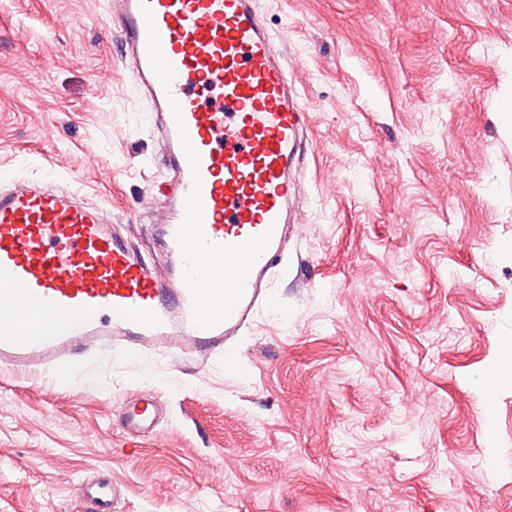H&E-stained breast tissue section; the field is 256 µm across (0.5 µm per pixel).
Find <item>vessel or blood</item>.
I'll return each mask as SVG.
<instances>
[{"instance_id": "obj_1", "label": "vessel or blood", "mask_w": 512, "mask_h": 512, "mask_svg": "<svg viewBox=\"0 0 512 512\" xmlns=\"http://www.w3.org/2000/svg\"><path fill=\"white\" fill-rule=\"evenodd\" d=\"M107 22L164 142L171 192L164 250L148 266L101 206L46 179L0 185V364L48 367L76 350L116 356L177 349L200 363L230 350L270 299L299 221L297 168L307 109L256 0H106ZM71 316L66 328L50 312ZM160 405L126 407L152 432ZM114 512L116 487L85 493Z\"/></svg>"}]
</instances>
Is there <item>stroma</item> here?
I'll return each mask as SVG.
<instances>
[{
  "mask_svg": "<svg viewBox=\"0 0 512 512\" xmlns=\"http://www.w3.org/2000/svg\"><path fill=\"white\" fill-rule=\"evenodd\" d=\"M308 107L302 222L234 359L0 368V512H512V0H258ZM105 0H0V183L165 257V147ZM156 394L155 431H123ZM85 501L88 512L116 511V486L110 481H100L87 489Z\"/></svg>",
  "mask_w": 512,
  "mask_h": 512,
  "instance_id": "1",
  "label": "stroma"
}]
</instances>
